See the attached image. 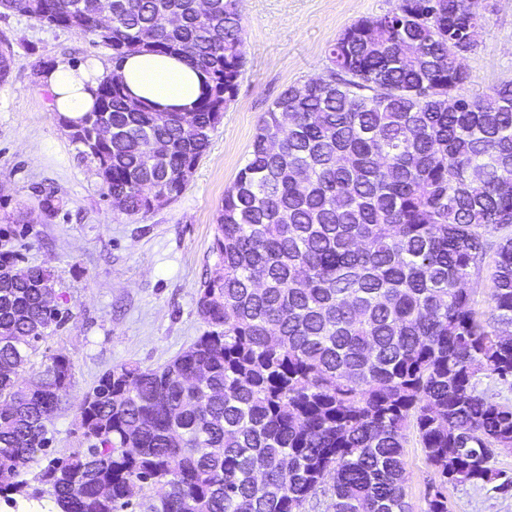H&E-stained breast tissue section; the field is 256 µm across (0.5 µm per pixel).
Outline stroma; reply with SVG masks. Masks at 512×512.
<instances>
[{"mask_svg": "<svg viewBox=\"0 0 512 512\" xmlns=\"http://www.w3.org/2000/svg\"><path fill=\"white\" fill-rule=\"evenodd\" d=\"M398 0H239L245 66L237 96L211 136L184 193L147 216L113 210L93 167L59 128L39 81L43 62L90 58L111 67L110 51L90 38L16 13H0V39L17 64L0 86V251L50 268L63 295V324L42 343L36 362L62 355L73 384L48 425L57 451L85 447L77 428L84 393L97 376L130 363L157 367L188 348L206 329L198 290L214 258V217L224 192L245 165L258 124L286 88L324 75L326 50L346 27L394 9ZM485 30L464 64L466 95L483 97L512 81V0H485ZM56 190L54 218L39 207ZM407 500L425 512L432 467L416 437L404 448ZM451 512H512V489L452 484Z\"/></svg>", "mask_w": 512, "mask_h": 512, "instance_id": "stroma-1", "label": "stroma"}]
</instances>
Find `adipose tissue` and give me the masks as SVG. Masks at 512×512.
Masks as SVG:
<instances>
[{
    "mask_svg": "<svg viewBox=\"0 0 512 512\" xmlns=\"http://www.w3.org/2000/svg\"><path fill=\"white\" fill-rule=\"evenodd\" d=\"M105 73L97 61L70 64L58 61L42 75L51 96V111L76 118L92 111L96 90ZM120 74L132 95L164 107H189L202 92L203 76L182 59L135 54L123 63Z\"/></svg>",
    "mask_w": 512,
    "mask_h": 512,
    "instance_id": "obj_1",
    "label": "adipose tissue"
}]
</instances>
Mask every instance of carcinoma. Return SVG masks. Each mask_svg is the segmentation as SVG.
Returning <instances> with one entry per match:
<instances>
[{
	"instance_id": "1",
	"label": "carcinoma",
	"mask_w": 512,
	"mask_h": 512,
	"mask_svg": "<svg viewBox=\"0 0 512 512\" xmlns=\"http://www.w3.org/2000/svg\"><path fill=\"white\" fill-rule=\"evenodd\" d=\"M199 4L112 0L101 31L97 0H0L105 46L115 68L146 51L205 75L187 112L135 100L109 73L92 111L54 114L128 216L183 194L236 97L238 0ZM484 22L470 0H400L338 35L326 75L273 101L216 214L207 330L160 366L102 373L78 409L89 446L48 460L35 489L21 475L48 453L72 364L34 368L63 321L42 300L55 274L0 253V495L46 493L55 512H410L409 431L438 478L426 512H450L448 483L502 479L491 461L512 447V404L478 382L512 389V82L472 98L454 53ZM15 64L0 42V85ZM40 206L52 218L61 199ZM493 271V256H491L490 258H487L485 270L478 280L474 295L475 308L479 311L487 310L490 288H492L491 275Z\"/></svg>"
}]
</instances>
